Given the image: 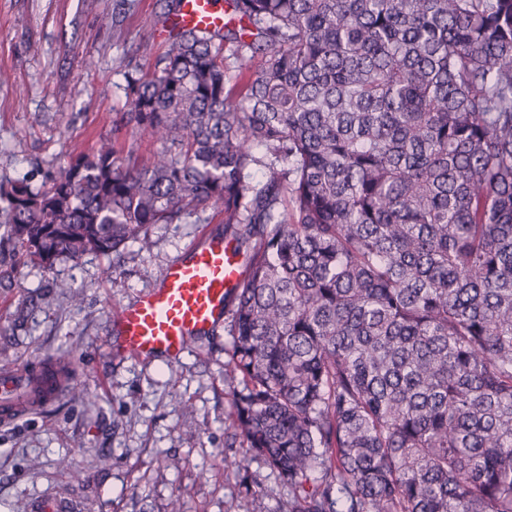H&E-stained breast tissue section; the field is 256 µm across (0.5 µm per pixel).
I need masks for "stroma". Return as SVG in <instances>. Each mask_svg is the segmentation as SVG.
<instances>
[{
    "instance_id": "obj_1",
    "label": "stroma",
    "mask_w": 512,
    "mask_h": 512,
    "mask_svg": "<svg viewBox=\"0 0 512 512\" xmlns=\"http://www.w3.org/2000/svg\"><path fill=\"white\" fill-rule=\"evenodd\" d=\"M0 0V178L40 185L70 155L94 148L126 109L127 75L147 73L135 55L162 24L157 0ZM219 223L152 227L151 250L129 244L120 259L89 255L45 271L22 265L0 286V367H34L47 358L70 364L83 398L0 426V512H34L45 496L70 512H166L172 497L185 512H251L254 495L269 506L288 489L250 460L230 427L229 342L223 328L204 335L178 362L111 358L114 312L153 288L163 268ZM82 292L80 308L55 300L52 282ZM24 324L12 316L24 297ZM194 413L183 416L184 405ZM112 457L97 467L98 454ZM181 462L166 466L168 458ZM80 471L70 482L69 467Z\"/></svg>"
}]
</instances>
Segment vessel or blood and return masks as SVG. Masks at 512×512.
<instances>
[{
	"instance_id": "vessel-or-blood-1",
	"label": "vessel or blood",
	"mask_w": 512,
	"mask_h": 512,
	"mask_svg": "<svg viewBox=\"0 0 512 512\" xmlns=\"http://www.w3.org/2000/svg\"><path fill=\"white\" fill-rule=\"evenodd\" d=\"M223 26L221 0H181L178 12L162 24L169 37ZM243 275L238 255L223 237H202L163 270L156 288L120 308L113 323L116 337L107 343L110 355L176 362L223 319L225 297ZM63 392V376L51 364L37 373L0 372V425L53 406Z\"/></svg>"
}]
</instances>
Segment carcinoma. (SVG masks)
I'll return each mask as SVG.
<instances>
[{
	"instance_id": "obj_1",
	"label": "carcinoma",
	"mask_w": 512,
	"mask_h": 512,
	"mask_svg": "<svg viewBox=\"0 0 512 512\" xmlns=\"http://www.w3.org/2000/svg\"><path fill=\"white\" fill-rule=\"evenodd\" d=\"M224 4L139 44L112 134L147 162L104 138L0 183V282L218 207L230 426L279 512H512V0Z\"/></svg>"
}]
</instances>
